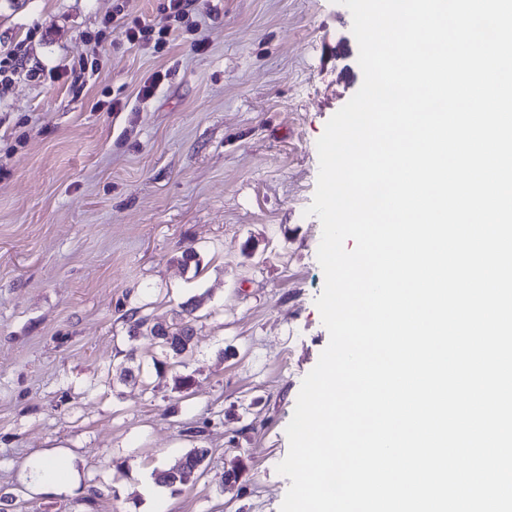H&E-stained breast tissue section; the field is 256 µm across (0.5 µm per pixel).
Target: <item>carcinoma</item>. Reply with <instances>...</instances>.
I'll return each instance as SVG.
<instances>
[{"mask_svg":"<svg viewBox=\"0 0 512 512\" xmlns=\"http://www.w3.org/2000/svg\"><path fill=\"white\" fill-rule=\"evenodd\" d=\"M199 305L200 301L195 297L182 303L179 320L167 326L165 335L168 336V340L166 341L156 339V325L149 324L147 318L138 315V310L135 309L126 315V321L129 323V336L140 334L154 339V343L160 352V356L152 358L156 373H161L168 362L178 363L191 352L194 336L191 322L194 320V313ZM208 452L209 449L204 447L191 448L183 457L182 466L178 469L177 475L174 476L167 470L159 471L154 474L155 482L167 487L182 483L193 472V469L201 468Z\"/></svg>","mask_w":512,"mask_h":512,"instance_id":"obj_1","label":"carcinoma"}]
</instances>
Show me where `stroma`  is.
<instances>
[{"mask_svg":"<svg viewBox=\"0 0 512 512\" xmlns=\"http://www.w3.org/2000/svg\"><path fill=\"white\" fill-rule=\"evenodd\" d=\"M163 3L0 0V50L26 69L0 84V512H280L291 484L286 427L330 340L305 210L316 142L363 83L352 15L193 0L166 51L97 39L116 7L158 23ZM188 247L198 269L177 261ZM193 296V351L156 373L124 316L168 325ZM197 445L204 466L150 500L153 472ZM56 451L78 484L35 492L24 463Z\"/></svg>","mask_w":512,"mask_h":512,"instance_id":"1","label":"stroma"}]
</instances>
